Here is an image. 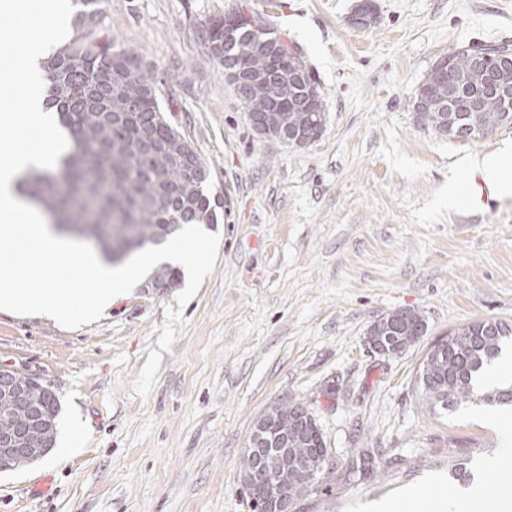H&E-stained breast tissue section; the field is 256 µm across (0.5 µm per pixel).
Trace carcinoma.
Returning <instances> with one entry per match:
<instances>
[{"label":"carcinoma","mask_w":512,"mask_h":512,"mask_svg":"<svg viewBox=\"0 0 512 512\" xmlns=\"http://www.w3.org/2000/svg\"><path fill=\"white\" fill-rule=\"evenodd\" d=\"M102 0H72L76 36L71 43L44 62L52 99L61 103V123L72 140L71 152L61 160L57 173L33 171L24 177L29 198L56 215L59 224L80 228L104 225L103 252L112 257L131 242H152L160 231L173 236L187 224L217 221L214 199L206 184L195 179L193 164L165 152L147 153L140 147V128L150 126L159 140L183 138L165 118L158 90H146L151 77L138 54L98 37ZM277 37L268 28L260 33L245 27L224 43V19L206 25L205 41L213 47L219 63L231 59L248 67L270 69L271 60L258 54L254 42ZM448 76L472 86L467 55H450ZM300 84L279 76L274 89L256 88L245 104L248 112H260L265 101L277 98L291 102L300 98ZM502 103L489 99L482 112H468L461 123L490 132L508 124L499 112ZM314 112H292L288 123L313 139L322 136L325 124L312 128ZM422 126L441 138L456 141L446 112H420ZM151 277L174 288L178 271L169 264L156 267ZM383 320L390 327L371 325L368 335L380 344L401 341L403 349L417 343L426 333L424 316L416 310ZM512 342V322L489 317L448 332L446 347L429 351L420 362L416 393L430 410L445 414L463 405L512 406V384L480 386L476 377L492 364ZM31 401L44 414L47 428L33 440L53 448L58 427L59 405L48 386L32 387ZM265 447L272 451L288 441V450L312 465L331 456L323 433L307 406L300 402L278 403L261 416ZM319 486V480L299 477L290 486L298 501Z\"/></svg>","instance_id":"carcinoma-1"}]
</instances>
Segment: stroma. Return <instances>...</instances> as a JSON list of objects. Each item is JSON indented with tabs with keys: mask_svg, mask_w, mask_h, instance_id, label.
Returning <instances> with one entry per match:
<instances>
[{
	"mask_svg": "<svg viewBox=\"0 0 512 512\" xmlns=\"http://www.w3.org/2000/svg\"><path fill=\"white\" fill-rule=\"evenodd\" d=\"M104 0L101 36L138 52L166 118L221 200L213 248L161 293L134 280L94 322L0 311V364L55 393L41 460L0 473V512H252L244 448L270 406L313 413L335 464L296 512H379L454 464L488 467L500 431L480 406L436 416L413 383L427 349L473 321L512 320V198L448 207L467 161L512 148V126L452 141L420 126L415 95L442 56L512 46V0ZM243 10L295 46L325 99L326 128L289 146L259 136L204 40ZM414 309L425 336L368 352L369 327Z\"/></svg>",
	"mask_w": 512,
	"mask_h": 512,
	"instance_id": "1",
	"label": "stroma"
}]
</instances>
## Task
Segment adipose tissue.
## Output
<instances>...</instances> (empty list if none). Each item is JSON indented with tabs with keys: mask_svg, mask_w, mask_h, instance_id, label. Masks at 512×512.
<instances>
[{
	"mask_svg": "<svg viewBox=\"0 0 512 512\" xmlns=\"http://www.w3.org/2000/svg\"><path fill=\"white\" fill-rule=\"evenodd\" d=\"M0 14L24 20L29 34L23 41H15L8 29H0V41L16 44L14 54L0 60V100H5L4 89L11 80V68L20 65L24 75L25 119L9 137H0V237L7 244L0 248V309L24 307L31 311L53 314L63 321H78L96 315L121 297L128 282L138 275L143 266L157 262L154 253L142 254L137 262L122 266L107 264L90 250L75 246L64 235L22 202L18 190L20 177L30 170L45 172L58 170L60 156L70 152L72 144L62 139L58 125L59 108L48 101V84L42 62L51 44L66 32L60 0H0ZM51 16L53 23L41 27L42 16ZM57 142L56 155H45L41 140ZM471 181L448 185V205L457 207L488 187L492 196H512V150L474 157L469 165ZM75 257L84 288L89 292L86 302L76 304L69 300L60 283L65 270L62 257ZM34 268L37 277L24 291H17L18 266ZM424 502L447 507V512H512V470L501 471L499 491L482 488L466 491L461 503L444 499L441 486L428 484L411 495L389 501L386 512H415Z\"/></svg>",
	"mask_w": 512,
	"mask_h": 512,
	"instance_id": "ef3b65f1",
	"label": "adipose tissue"
}]
</instances>
